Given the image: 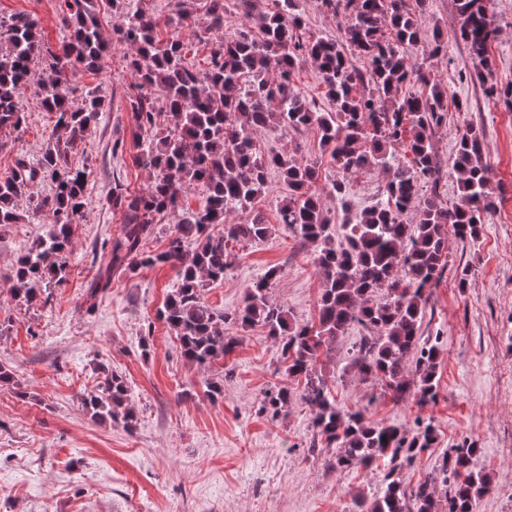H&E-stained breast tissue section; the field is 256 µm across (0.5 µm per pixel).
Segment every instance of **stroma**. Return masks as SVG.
<instances>
[{
  "label": "stroma",
  "instance_id": "1",
  "mask_svg": "<svg viewBox=\"0 0 512 512\" xmlns=\"http://www.w3.org/2000/svg\"><path fill=\"white\" fill-rule=\"evenodd\" d=\"M96 8L109 55L100 70H78L74 80L102 89L106 109L69 156L85 173L89 206L74 229L68 279L47 303L27 309L9 293L18 256L44 234V225L23 219L0 231V364L13 372L0 382V512H356L358 499L376 492L381 471L359 464L340 471L335 449L311 450L314 411L303 384L288 377L278 346L262 330L225 326L238 344L224 359V394L213 402L204 382L215 370L186 362L158 316L177 285L170 266L114 271L110 288L88 309L86 289L106 265L101 244L120 230L121 216L107 203L112 186L118 181L140 192L150 181L133 163L129 52L111 40L110 0H98ZM19 14L38 22L50 46L69 35L60 22L63 0H0V18ZM492 19L499 38L487 52L491 78L512 84V0H495ZM408 61L448 91V118L434 133L443 199L458 197L449 164L471 124L482 133L500 201L478 240L448 237V266L421 330L437 347L434 402L422 408L410 398L393 400L377 381L348 369L365 334L357 324L337 339L324 375L342 410L408 430L422 422L435 428V444L401 470L406 487L434 477L445 452L467 440L478 449L475 468L490 477L474 512H512V109L485 97L464 45L448 43L435 55L413 50ZM42 76L34 68L22 98L25 124L13 145L0 150V178L16 159L37 161L46 146L55 116L37 94ZM254 138L262 154L285 152L318 167L317 189L334 179L345 183L347 207L326 202L333 223L382 197L383 172L344 173L323 152L316 129L268 127ZM268 183L261 208L271 235L237 245L223 283L206 287L203 297L213 308L234 310L247 287L274 267L280 276L273 299L286 303L298 322H317L321 279L311 249L278 222L288 188L277 170L269 171ZM108 370L127 383V403L138 418L134 430L96 423L82 405ZM278 388L291 394L286 415L260 414L265 392Z\"/></svg>",
  "mask_w": 512,
  "mask_h": 512
}]
</instances>
